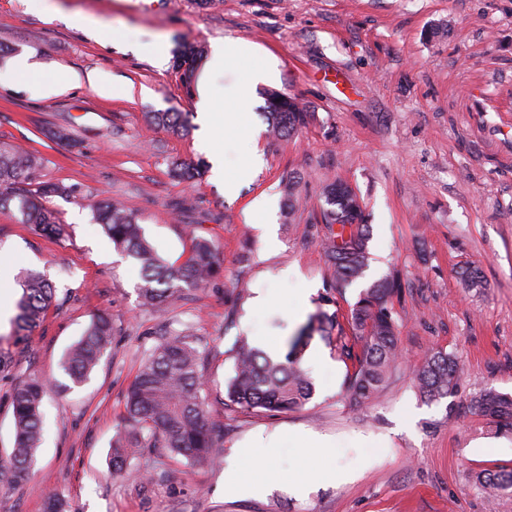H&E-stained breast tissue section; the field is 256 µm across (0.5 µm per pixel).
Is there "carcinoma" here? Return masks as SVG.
<instances>
[{"label": "carcinoma", "mask_w": 512, "mask_h": 512, "mask_svg": "<svg viewBox=\"0 0 512 512\" xmlns=\"http://www.w3.org/2000/svg\"><path fill=\"white\" fill-rule=\"evenodd\" d=\"M204 47L188 44L176 56L175 67L182 87L194 85L195 64ZM260 116L270 133L290 136L305 127L314 116L289 96L270 90ZM151 120L173 133L188 130L180 112H153ZM37 150L0 147V209L17 208L21 221L41 231L60 236L64 229L46 207L50 197H69L76 188L60 181L32 185V174L42 165ZM173 177L190 181L202 174L198 165L171 162ZM324 203L316 222L327 227L320 239L333 282L345 288L366 276L371 254L369 225L363 200L345 180L337 178L325 186ZM99 224L112 243L139 267L138 288L142 304L164 311L174 299L182 298L184 287L199 288L219 273L221 258L208 240L193 238L188 258L181 264L168 263L145 236L137 216L109 198L91 204ZM22 297L16 327L32 331L40 326L55 299L56 288L41 272L26 270L21 276ZM399 274L392 272L371 281L350 307L346 321L338 312L319 309L301 328L283 360L272 358L241 337L233 348L234 376L226 396L240 412L274 414L303 408L314 395V386L301 358L313 335H318L336 358L352 362L347 371L345 392L359 405L372 402L396 372L401 351L398 328L393 318L394 299L401 294ZM114 327L106 313L96 315L83 337L67 352L62 370L74 386L84 384L112 343ZM360 353H354V348ZM462 367L458 356L436 351L416 370L414 384L421 398L438 402L458 392ZM205 356L189 328L167 329L160 334L143 358L125 395L123 427L110 453L111 468L119 472L146 448H163L170 457L211 460L224 439V428L207 416ZM51 384L29 378L14 386L11 404L15 425L14 446L0 462V477L19 483L34 464L44 422L40 410ZM472 404L482 417L494 424L495 433L512 434V395L494 388L477 394ZM475 484L495 496L512 493V469L486 468L475 476Z\"/></svg>", "instance_id": "cac0c4a2"}]
</instances>
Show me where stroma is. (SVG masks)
<instances>
[{"mask_svg":"<svg viewBox=\"0 0 512 512\" xmlns=\"http://www.w3.org/2000/svg\"><path fill=\"white\" fill-rule=\"evenodd\" d=\"M85 14L98 32L72 26ZM259 47L257 55L214 76L221 98L264 54L277 62L274 90L314 114L291 137L269 134L256 96L246 111L258 138L203 129L196 95H185L173 65L157 67L128 41L204 47L224 39ZM0 70L28 56L35 73L0 82V145L37 148L34 181L76 186L47 206L64 233L47 237L0 211V283L16 285L26 269L47 273L56 300L29 336L0 321V349L13 357L0 374V456L14 442L10 393L22 379L61 377L68 348L92 318L108 313L112 345L88 381L44 399L45 432L26 481L0 480V512H43L48 493L71 512H492L474 475L512 467V436L494 434L473 413L471 399L492 387L512 394V0H0ZM110 76L112 93L80 83L44 96L40 82L64 71ZM191 113L186 133L148 123L150 112ZM70 130L75 146L55 142ZM224 151V176L205 173L194 185L173 179L170 161L209 163L208 146ZM255 162L235 194L225 179ZM343 178L365 204L372 256L365 279L332 293L313 216L323 188ZM299 182V202L285 216L283 187ZM267 197L273 241L252 223L254 199ZM116 198L139 215L147 239L169 263L189 251L186 225L208 239L221 272L203 288L185 289L165 316L144 308L139 273L93 218L90 199ZM479 266L485 288L468 289L459 272ZM290 268L293 275L281 279ZM399 271L403 294L393 316L406 362L375 405L344 398L346 365L330 359L311 368L316 392L302 409L273 416L240 414L225 404L239 337L285 355L302 323L296 290L314 287L310 310L336 295L348 311L368 281ZM266 294L269 304L255 308ZM190 324L209 355L205 388L211 421L223 424L221 461L173 459L148 448L112 473L111 442L122 426L124 399L144 354L170 327ZM459 353L456 396L427 403L411 371L431 351ZM304 430L327 437V459L352 469V480L298 491L295 477L322 459L296 447ZM274 437L280 450L260 469L242 446ZM372 440L363 448L358 438ZM238 467L253 491L226 492L224 471Z\"/></svg>","mask_w":512,"mask_h":512,"instance_id":"stroma-1","label":"stroma"}]
</instances>
